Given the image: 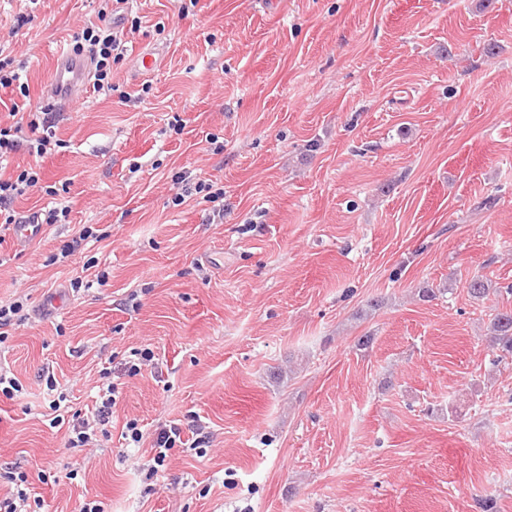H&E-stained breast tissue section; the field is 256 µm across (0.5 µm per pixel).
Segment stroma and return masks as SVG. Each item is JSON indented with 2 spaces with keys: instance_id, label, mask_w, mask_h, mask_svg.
Wrapping results in <instances>:
<instances>
[{
  "instance_id": "35a3bbf8",
  "label": "stroma",
  "mask_w": 512,
  "mask_h": 512,
  "mask_svg": "<svg viewBox=\"0 0 512 512\" xmlns=\"http://www.w3.org/2000/svg\"><path fill=\"white\" fill-rule=\"evenodd\" d=\"M180 6L126 0L140 27L113 90L64 110L52 155L0 167H40L16 212L70 208L36 242L0 240V301L37 308L0 344L23 386L0 397V466L78 467L33 483L51 512H512V361L486 340L512 308V0ZM103 7L0 0V49L29 87L0 89V113L43 103L54 51ZM179 173L223 190V219L196 196L173 205ZM86 224L101 241L55 261ZM98 271L106 286L71 291ZM145 347L156 369L122 377L83 464L40 369L84 410L102 359ZM173 421L198 422L207 454L173 449L148 476Z\"/></svg>"
}]
</instances>
